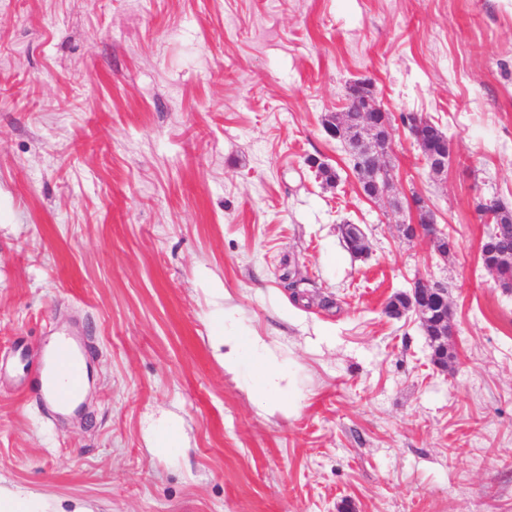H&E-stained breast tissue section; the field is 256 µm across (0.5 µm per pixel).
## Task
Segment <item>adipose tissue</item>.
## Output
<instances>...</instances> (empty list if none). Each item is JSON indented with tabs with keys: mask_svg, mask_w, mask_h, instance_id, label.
<instances>
[{
	"mask_svg": "<svg viewBox=\"0 0 512 512\" xmlns=\"http://www.w3.org/2000/svg\"><path fill=\"white\" fill-rule=\"evenodd\" d=\"M217 325L220 335L215 342L224 348L225 372L248 373L252 395L265 413L296 410L299 394L287 362L278 360L263 337L247 333L231 314L220 313Z\"/></svg>",
	"mask_w": 512,
	"mask_h": 512,
	"instance_id": "1",
	"label": "adipose tissue"
}]
</instances>
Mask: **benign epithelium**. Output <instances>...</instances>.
Wrapping results in <instances>:
<instances>
[{
	"label": "benign epithelium",
	"instance_id": "obj_1",
	"mask_svg": "<svg viewBox=\"0 0 512 512\" xmlns=\"http://www.w3.org/2000/svg\"><path fill=\"white\" fill-rule=\"evenodd\" d=\"M412 124L404 125L411 137L420 147L423 161L433 175H441L448 170L450 147L448 139L432 138L431 128L434 123L426 117L410 112ZM329 135L341 142L355 139L357 157L360 166L356 175L368 181L374 188L373 198L387 199L391 207L401 208L399 199L392 196L393 178L384 165L385 157L392 151L393 129L388 113L377 100L373 87L368 81H355L348 88V103L341 111L332 115L327 123ZM425 200L413 196L408 200V207L417 219L399 226L402 236L413 239L420 235L435 239V226L421 223ZM345 236L354 241L357 256L363 257L370 251L368 238L358 224L342 226ZM409 305L405 308L385 306V312L392 317H399L408 311L414 312L422 321L435 316L440 323L452 322V310L448 304V289L424 278L413 282L407 293Z\"/></svg>",
	"mask_w": 512,
	"mask_h": 512
}]
</instances>
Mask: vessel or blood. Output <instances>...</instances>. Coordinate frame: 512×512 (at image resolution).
Returning a JSON list of instances; mask_svg holds the SVG:
<instances>
[{
    "label": "vessel or blood",
    "mask_w": 512,
    "mask_h": 512,
    "mask_svg": "<svg viewBox=\"0 0 512 512\" xmlns=\"http://www.w3.org/2000/svg\"><path fill=\"white\" fill-rule=\"evenodd\" d=\"M54 358L51 365L39 363L30 365L29 383L42 398L54 401L58 405L73 404L80 391V374L77 365L83 362L89 351L87 342L57 334L55 338Z\"/></svg>",
    "instance_id": "obj_1"
}]
</instances>
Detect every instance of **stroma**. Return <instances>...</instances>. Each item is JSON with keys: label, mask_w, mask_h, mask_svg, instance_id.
<instances>
[{"label": "stroma", "mask_w": 512, "mask_h": 512, "mask_svg": "<svg viewBox=\"0 0 512 512\" xmlns=\"http://www.w3.org/2000/svg\"><path fill=\"white\" fill-rule=\"evenodd\" d=\"M360 78L393 125V194L424 198L448 256L401 236L409 211L366 198L325 130ZM408 112L447 134V174ZM488 197L512 208V0H0V482L92 512H512ZM418 278L448 290L445 370L383 312ZM220 309L288 360L295 413L225 373ZM57 327L91 346L70 411L17 352ZM406 117L412 118V124L406 123L403 125L407 129L411 137L415 140L420 147L423 154V161L433 175H441L448 170V158L450 155V147L448 138L434 139L432 138L431 128H435L433 122L426 117L415 113L409 112L405 114ZM428 146H425V143Z\"/></svg>", "instance_id": "1"}]
</instances>
